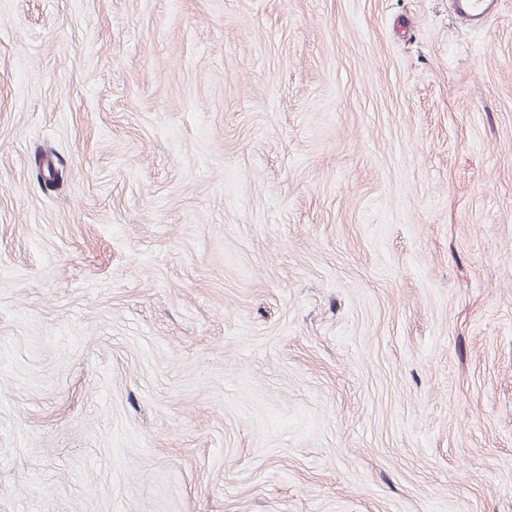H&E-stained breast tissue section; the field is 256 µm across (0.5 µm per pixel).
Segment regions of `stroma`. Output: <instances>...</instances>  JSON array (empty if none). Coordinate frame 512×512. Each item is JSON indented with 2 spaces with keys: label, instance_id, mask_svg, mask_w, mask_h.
I'll use <instances>...</instances> for the list:
<instances>
[{
  "label": "stroma",
  "instance_id": "1",
  "mask_svg": "<svg viewBox=\"0 0 512 512\" xmlns=\"http://www.w3.org/2000/svg\"><path fill=\"white\" fill-rule=\"evenodd\" d=\"M0 512H512V0H0ZM496 0H456L458 17L472 23H481L495 11Z\"/></svg>",
  "mask_w": 512,
  "mask_h": 512
}]
</instances>
